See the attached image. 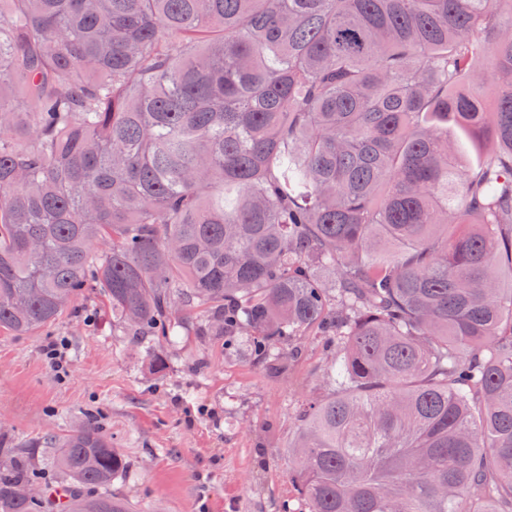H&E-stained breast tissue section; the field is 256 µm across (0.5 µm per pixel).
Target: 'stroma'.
<instances>
[{"mask_svg": "<svg viewBox=\"0 0 512 512\" xmlns=\"http://www.w3.org/2000/svg\"><path fill=\"white\" fill-rule=\"evenodd\" d=\"M62 338L61 379L43 348ZM302 345L292 374L275 377L246 353L228 358L221 342L184 336L164 347L159 373L145 349L113 333L111 312L90 303L33 336L0 332V434L62 437L92 413L129 462L112 488L139 512H279L295 495L298 403L324 391L323 342Z\"/></svg>", "mask_w": 512, "mask_h": 512, "instance_id": "obj_1", "label": "stroma"}]
</instances>
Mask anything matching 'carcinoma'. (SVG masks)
I'll use <instances>...</instances> for the list:
<instances>
[{
  "label": "carcinoma",
  "mask_w": 512,
  "mask_h": 512,
  "mask_svg": "<svg viewBox=\"0 0 512 512\" xmlns=\"http://www.w3.org/2000/svg\"><path fill=\"white\" fill-rule=\"evenodd\" d=\"M506 269L512 0H0V332L321 337L280 512H512ZM125 468L94 414L0 439V512H130Z\"/></svg>",
  "instance_id": "obj_1"
}]
</instances>
